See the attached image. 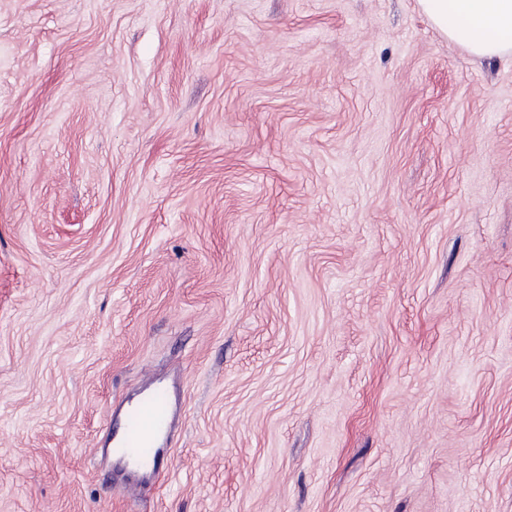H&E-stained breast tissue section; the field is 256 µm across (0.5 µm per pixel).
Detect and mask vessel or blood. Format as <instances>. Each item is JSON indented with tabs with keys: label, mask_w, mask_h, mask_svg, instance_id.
Returning <instances> with one entry per match:
<instances>
[{
	"label": "vessel or blood",
	"mask_w": 512,
	"mask_h": 512,
	"mask_svg": "<svg viewBox=\"0 0 512 512\" xmlns=\"http://www.w3.org/2000/svg\"><path fill=\"white\" fill-rule=\"evenodd\" d=\"M174 421L167 390L148 382L140 399L122 407L115 417L112 442L107 450L114 467L145 480L154 479L160 454L155 442L168 438Z\"/></svg>",
	"instance_id": "1"
}]
</instances>
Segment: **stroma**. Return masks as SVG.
Wrapping results in <instances>:
<instances>
[{"mask_svg":"<svg viewBox=\"0 0 512 512\" xmlns=\"http://www.w3.org/2000/svg\"><path fill=\"white\" fill-rule=\"evenodd\" d=\"M0 512H512V55L418 0H0ZM141 398L122 407L114 416L113 437L106 453L115 468L153 480L158 472L156 459L162 448L154 447L158 438L168 439L175 413L167 390L150 381Z\"/></svg>","mask_w":512,"mask_h":512,"instance_id":"stroma-1","label":"stroma"}]
</instances>
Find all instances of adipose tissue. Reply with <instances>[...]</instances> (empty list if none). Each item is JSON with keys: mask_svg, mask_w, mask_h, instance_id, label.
<instances>
[{"mask_svg": "<svg viewBox=\"0 0 512 512\" xmlns=\"http://www.w3.org/2000/svg\"><path fill=\"white\" fill-rule=\"evenodd\" d=\"M424 14L480 59L512 53V0H419Z\"/></svg>", "mask_w": 512, "mask_h": 512, "instance_id": "ef3b65f1", "label": "adipose tissue"}]
</instances>
